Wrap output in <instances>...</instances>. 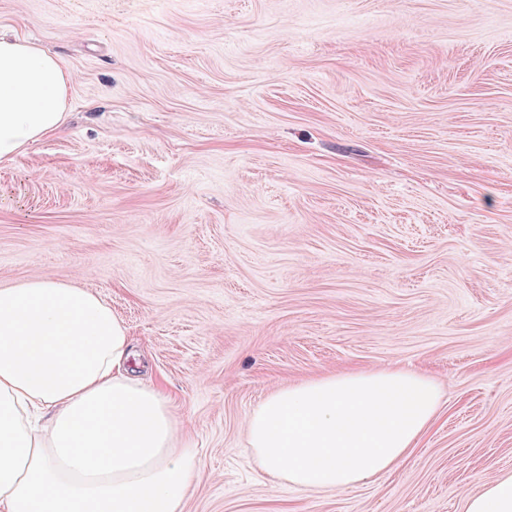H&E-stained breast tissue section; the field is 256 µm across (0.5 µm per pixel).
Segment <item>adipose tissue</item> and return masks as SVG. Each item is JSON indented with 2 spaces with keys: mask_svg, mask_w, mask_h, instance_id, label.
<instances>
[{
  "mask_svg": "<svg viewBox=\"0 0 512 512\" xmlns=\"http://www.w3.org/2000/svg\"><path fill=\"white\" fill-rule=\"evenodd\" d=\"M67 87L54 56L0 36V162L63 125ZM136 364L126 327L90 291L0 288V512H183L203 459L180 446L167 394ZM440 403L418 372L313 377L255 407L248 443L272 484L340 490L402 467ZM464 508L512 512V472L477 481Z\"/></svg>",
  "mask_w": 512,
  "mask_h": 512,
  "instance_id": "adipose-tissue-1",
  "label": "adipose tissue"
}]
</instances>
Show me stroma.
I'll list each match as a JSON object with an SVG mask.
<instances>
[{
  "mask_svg": "<svg viewBox=\"0 0 512 512\" xmlns=\"http://www.w3.org/2000/svg\"><path fill=\"white\" fill-rule=\"evenodd\" d=\"M66 123L0 162V288L103 299L206 464L184 512H464L512 470V0H0ZM429 374L368 485L271 484L246 420L350 370Z\"/></svg>",
  "mask_w": 512,
  "mask_h": 512,
  "instance_id": "stroma-1",
  "label": "stroma"
}]
</instances>
